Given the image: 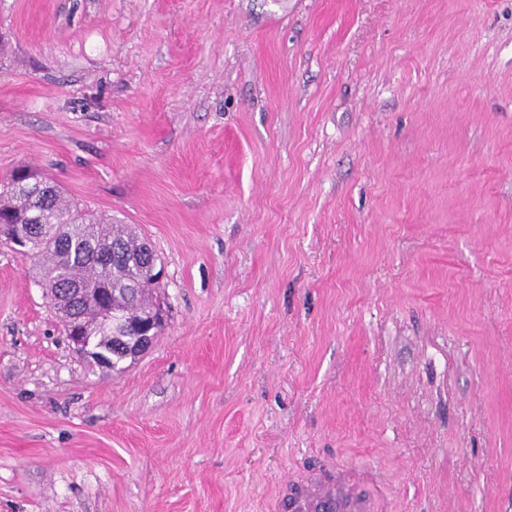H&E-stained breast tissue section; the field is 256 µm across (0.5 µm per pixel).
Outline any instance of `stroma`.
Wrapping results in <instances>:
<instances>
[{"label":"stroma","instance_id":"obj_1","mask_svg":"<svg viewBox=\"0 0 512 512\" xmlns=\"http://www.w3.org/2000/svg\"><path fill=\"white\" fill-rule=\"evenodd\" d=\"M135 227L109 371L0 241V512H512V0H0V178ZM290 512H350L361 510L359 496L341 477L326 476L292 480L288 487Z\"/></svg>","mask_w":512,"mask_h":512}]
</instances>
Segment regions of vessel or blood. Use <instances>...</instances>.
Returning a JSON list of instances; mask_svg holds the SVG:
<instances>
[{
  "mask_svg": "<svg viewBox=\"0 0 512 512\" xmlns=\"http://www.w3.org/2000/svg\"><path fill=\"white\" fill-rule=\"evenodd\" d=\"M292 512H359L361 502L337 475L294 480L288 489Z\"/></svg>",
  "mask_w": 512,
  "mask_h": 512,
  "instance_id": "obj_1",
  "label": "vessel or blood"
}]
</instances>
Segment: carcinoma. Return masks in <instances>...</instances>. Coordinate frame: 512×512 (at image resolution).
<instances>
[{
    "label": "carcinoma",
    "mask_w": 512,
    "mask_h": 512,
    "mask_svg": "<svg viewBox=\"0 0 512 512\" xmlns=\"http://www.w3.org/2000/svg\"><path fill=\"white\" fill-rule=\"evenodd\" d=\"M19 219L41 231L35 278L57 299L68 300L64 288L71 283L91 289L109 286L112 306L130 323L155 304L151 266L140 260L148 242L128 225L71 203L56 181L27 169L0 180V221L14 224ZM107 240L110 252L94 251L93 246Z\"/></svg>",
    "instance_id": "obj_1"
}]
</instances>
